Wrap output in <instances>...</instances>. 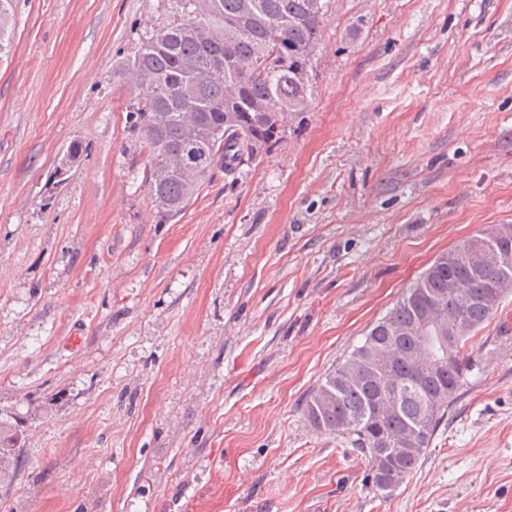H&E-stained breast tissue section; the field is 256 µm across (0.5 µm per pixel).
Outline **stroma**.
Returning <instances> with one entry per match:
<instances>
[{"label":"stroma","mask_w":512,"mask_h":512,"mask_svg":"<svg viewBox=\"0 0 512 512\" xmlns=\"http://www.w3.org/2000/svg\"><path fill=\"white\" fill-rule=\"evenodd\" d=\"M327 2L308 111L167 218L118 67L171 0H15L0 512H512V295L392 493L302 413L436 255L512 224V0ZM21 439L15 428L6 426L0 421V482L10 479L16 468L17 448H20Z\"/></svg>","instance_id":"35a3bbf8"}]
</instances>
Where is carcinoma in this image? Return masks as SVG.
I'll list each match as a JSON object with an SVG mask.
<instances>
[{
  "instance_id": "1",
  "label": "carcinoma",
  "mask_w": 512,
  "mask_h": 512,
  "mask_svg": "<svg viewBox=\"0 0 512 512\" xmlns=\"http://www.w3.org/2000/svg\"><path fill=\"white\" fill-rule=\"evenodd\" d=\"M175 11L145 32L133 56L119 68L135 88L130 118L140 148L147 154L144 187L167 215L182 212L217 165L231 172L254 161L250 147L266 151L281 138L275 113L308 109L305 74L325 25V0H173ZM13 0H0V54L13 30ZM205 27L213 40L200 39ZM192 61L195 68L185 69ZM237 95L227 96L229 85ZM194 112L197 126L182 122ZM197 152L196 181L173 173L158 183L154 168L180 155ZM451 265L431 263L393 308L375 322L361 345L331 371L303 406L308 424L318 433L346 435L352 447L374 468L376 489L385 482L403 483L418 466L448 412L460 399L473 359L475 335L512 288V269L488 265L474 271L463 243L447 251ZM467 282L454 293L448 275ZM439 298L458 318L457 335L441 348L433 328L419 325L422 305ZM407 350L397 369L384 368L388 351ZM21 439L0 421V482L16 468Z\"/></svg>"
}]
</instances>
